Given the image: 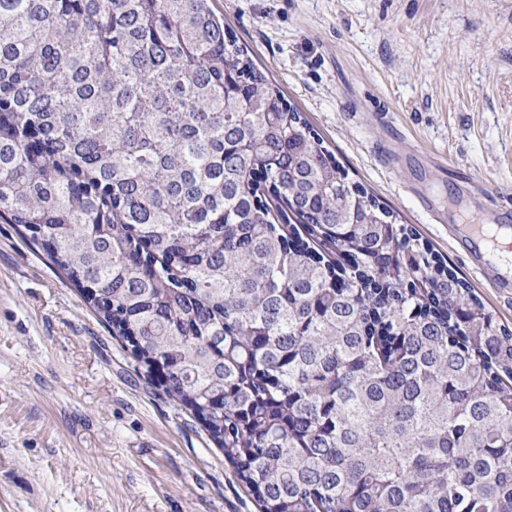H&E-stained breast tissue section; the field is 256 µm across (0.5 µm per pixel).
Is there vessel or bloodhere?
Here are the masks:
<instances>
[{"label": "vessel or blood", "mask_w": 512, "mask_h": 512, "mask_svg": "<svg viewBox=\"0 0 512 512\" xmlns=\"http://www.w3.org/2000/svg\"><path fill=\"white\" fill-rule=\"evenodd\" d=\"M512 233V216L507 212L492 211L489 218L469 220L461 227V241L476 256L483 276L497 287L512 285V256L499 254L497 240Z\"/></svg>", "instance_id": "1"}]
</instances>
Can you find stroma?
<instances>
[{"instance_id": "obj_1", "label": "stroma", "mask_w": 512, "mask_h": 512, "mask_svg": "<svg viewBox=\"0 0 512 512\" xmlns=\"http://www.w3.org/2000/svg\"><path fill=\"white\" fill-rule=\"evenodd\" d=\"M325 147L512 326L421 201L512 210V0H212ZM0 512H258L201 424L0 220Z\"/></svg>"}]
</instances>
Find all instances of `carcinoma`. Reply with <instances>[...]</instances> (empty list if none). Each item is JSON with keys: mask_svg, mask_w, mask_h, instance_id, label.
<instances>
[{"mask_svg": "<svg viewBox=\"0 0 512 512\" xmlns=\"http://www.w3.org/2000/svg\"><path fill=\"white\" fill-rule=\"evenodd\" d=\"M211 0H0V218L261 512H512V329Z\"/></svg>", "mask_w": 512, "mask_h": 512, "instance_id": "carcinoma-1", "label": "carcinoma"}]
</instances>
